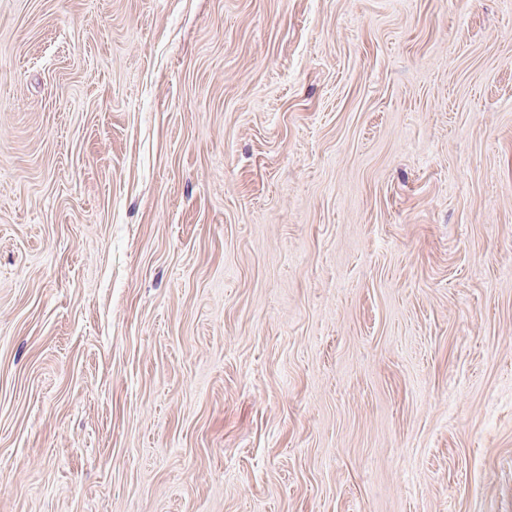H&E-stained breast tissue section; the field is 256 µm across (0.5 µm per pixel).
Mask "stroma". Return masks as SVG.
<instances>
[{
  "label": "stroma",
  "instance_id": "1",
  "mask_svg": "<svg viewBox=\"0 0 512 512\" xmlns=\"http://www.w3.org/2000/svg\"><path fill=\"white\" fill-rule=\"evenodd\" d=\"M0 512H512V0H0Z\"/></svg>",
  "mask_w": 512,
  "mask_h": 512
}]
</instances>
